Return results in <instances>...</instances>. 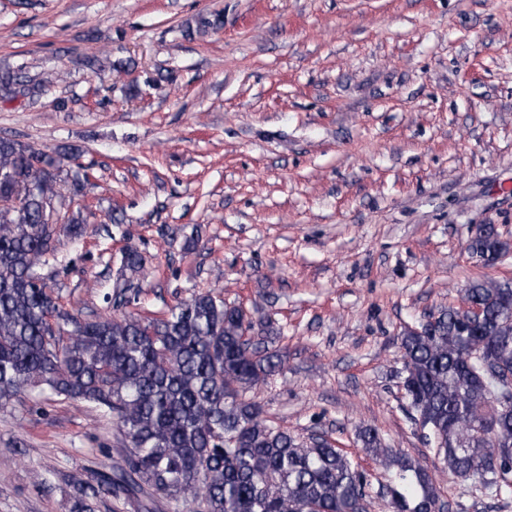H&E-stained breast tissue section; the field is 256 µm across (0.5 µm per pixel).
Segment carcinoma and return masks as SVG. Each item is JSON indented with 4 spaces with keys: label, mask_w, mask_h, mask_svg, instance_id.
Returning a JSON list of instances; mask_svg holds the SVG:
<instances>
[{
    "label": "carcinoma",
    "mask_w": 512,
    "mask_h": 512,
    "mask_svg": "<svg viewBox=\"0 0 512 512\" xmlns=\"http://www.w3.org/2000/svg\"><path fill=\"white\" fill-rule=\"evenodd\" d=\"M24 69L0 71V97L43 93ZM60 162L43 149L0 137V406L23 396L82 400L112 415L122 442L112 472L75 485L77 512L122 493L140 512L181 499L190 512H358L366 473L324 437L298 441L264 418L244 393L278 371L279 353L249 333L270 324L210 293L162 315L128 310L139 291L104 301L116 315L64 309L41 270L55 251L52 221ZM472 249L492 260L509 251L491 224ZM129 247L121 269L139 272ZM464 306L450 307L398 337L402 383L445 468L492 497L512 496L498 472L512 470V408L500 394L512 373V281H478ZM364 450L390 474L389 512H433L432 475L388 447L376 429L359 431Z\"/></svg>",
    "instance_id": "cac0c4a2"
}]
</instances>
